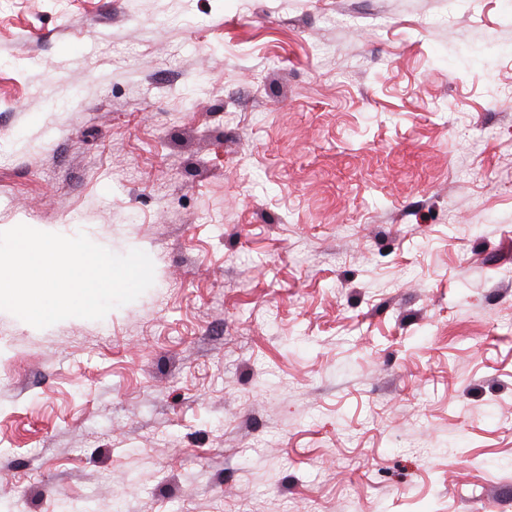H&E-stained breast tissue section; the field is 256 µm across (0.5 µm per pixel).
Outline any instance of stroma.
Returning a JSON list of instances; mask_svg holds the SVG:
<instances>
[{"label":"stroma","mask_w":512,"mask_h":512,"mask_svg":"<svg viewBox=\"0 0 512 512\" xmlns=\"http://www.w3.org/2000/svg\"><path fill=\"white\" fill-rule=\"evenodd\" d=\"M145 251L0 311V512H512V0H0V231Z\"/></svg>","instance_id":"obj_1"}]
</instances>
